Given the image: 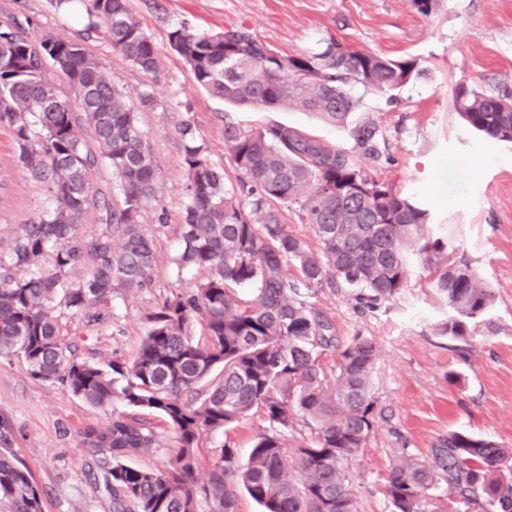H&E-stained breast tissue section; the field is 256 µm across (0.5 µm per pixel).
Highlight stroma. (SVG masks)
<instances>
[{"label": "stroma", "instance_id": "35a3bbf8", "mask_svg": "<svg viewBox=\"0 0 512 512\" xmlns=\"http://www.w3.org/2000/svg\"><path fill=\"white\" fill-rule=\"evenodd\" d=\"M130 0L158 46L159 72L147 75L113 53L95 48L105 71L130 98L151 93L140 121L157 159L158 192L143 213L155 241L152 287L118 296L112 317L88 324L62 311L64 330L80 356L106 361L133 359L147 328V315L165 297L193 288L198 271L178 270L185 202L183 124L196 143L224 169L227 187L240 203L251 185L224 149V124L254 127L284 124L352 151L370 176L394 184L428 209L433 237L452 243V259L468 263L495 299L472 320L465 339L443 335L450 315L434 286V267L413 253L409 278L394 300L374 311L359 308L343 289L323 288L314 306L333 324L339 341L361 334L379 351L373 372V427L351 467L361 512H394L386 493L391 469L402 454L432 461L452 431H468L512 447V144L482 138L462 126L450 110L453 89L512 88V0ZM17 17H30L31 38L51 30L78 38L77 14L55 11L48 0H0ZM199 34L245 27L269 48L295 55L337 40L355 50L417 58L426 75L396 97L370 95L362 119L376 120L381 157L353 152L347 132L316 115L293 110L267 112L224 103L206 93L189 66L171 49L178 26ZM49 194L33 177L14 170L0 187V256L11 253L21 222L36 218ZM103 410L70 391L31 378L18 357H0V448L12 449L41 492L43 512H112L97 459L81 444L86 426L104 420ZM260 415L234 425L227 436L201 442L211 456L231 439L248 457Z\"/></svg>", "mask_w": 512, "mask_h": 512}]
</instances>
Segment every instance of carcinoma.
Masks as SVG:
<instances>
[{"label": "carcinoma", "mask_w": 512, "mask_h": 512, "mask_svg": "<svg viewBox=\"0 0 512 512\" xmlns=\"http://www.w3.org/2000/svg\"><path fill=\"white\" fill-rule=\"evenodd\" d=\"M81 2L78 39L46 33L34 40L12 13L0 14V128L13 134L17 166L50 194V205L19 225L10 257L0 259V357L21 356L32 379L59 384L93 407L127 408L81 432L84 447L103 455L112 512H200L202 501L208 512H238L242 492L262 512H360L350 466L372 429L378 349L361 335L337 343L311 298L334 285L376 309L405 288L409 253L418 251L434 263V287L455 313L442 333L462 339L490 307L491 289L468 265L443 255L444 242L427 238V210L369 176L346 151L284 125L225 123V149L253 187L245 208L186 123V204L175 264L206 276L148 314L132 362L78 356L58 307L101 321L112 315L118 291L150 287L155 270L154 240L141 218L156 195L157 160L137 107L91 44H109L146 74L161 63L129 0ZM169 43L212 97L317 113L349 129L353 148L373 158L381 155L378 126L351 125L363 97L391 100L424 75L414 58L355 51L335 40L284 56L247 30L204 36L181 26ZM50 69L60 81L47 76ZM451 105L468 127L512 142L508 87L459 85ZM102 166L118 186L110 201L92 187ZM299 199V219L313 231L315 247L291 233L276 208ZM91 217L105 231L87 240L80 227ZM79 266L86 273L70 279ZM240 288L254 297L241 298ZM195 325L201 340L191 334ZM331 350L338 371L330 379L322 358ZM252 412L267 427L247 459L227 439L200 480L201 437L226 434ZM154 416L172 429L178 451L159 468L126 464L162 447ZM298 419L310 435L288 449L284 433ZM442 487L456 512H512V448L450 432L433 462L402 456L387 493L394 512H427L431 492ZM0 512H42L38 487L9 448H0Z\"/></svg>", "instance_id": "carcinoma-1"}]
</instances>
